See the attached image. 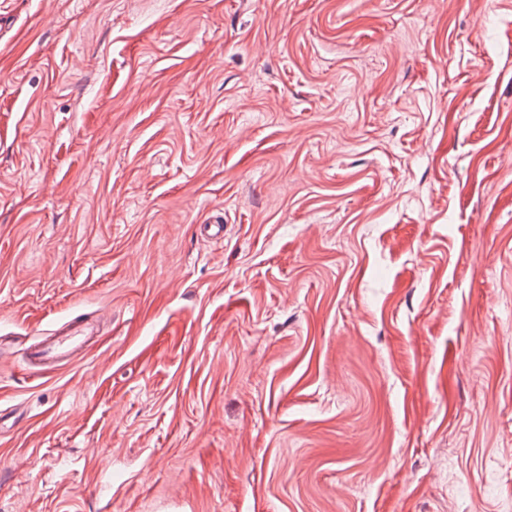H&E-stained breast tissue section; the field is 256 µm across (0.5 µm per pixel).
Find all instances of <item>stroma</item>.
Returning a JSON list of instances; mask_svg holds the SVG:
<instances>
[{
    "label": "stroma",
    "instance_id": "obj_1",
    "mask_svg": "<svg viewBox=\"0 0 512 512\" xmlns=\"http://www.w3.org/2000/svg\"><path fill=\"white\" fill-rule=\"evenodd\" d=\"M0 336V512H512V0H0ZM90 319L75 317L47 336H35L25 348L26 364L31 368L65 366L95 342Z\"/></svg>",
    "mask_w": 512,
    "mask_h": 512
}]
</instances>
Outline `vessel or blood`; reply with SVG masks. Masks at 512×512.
<instances>
[{
  "label": "vessel or blood",
  "instance_id": "b4317fda",
  "mask_svg": "<svg viewBox=\"0 0 512 512\" xmlns=\"http://www.w3.org/2000/svg\"><path fill=\"white\" fill-rule=\"evenodd\" d=\"M94 339L89 319L73 318L49 335L35 337L25 349L26 363L32 368L67 365L91 347Z\"/></svg>",
  "mask_w": 512,
  "mask_h": 512
}]
</instances>
